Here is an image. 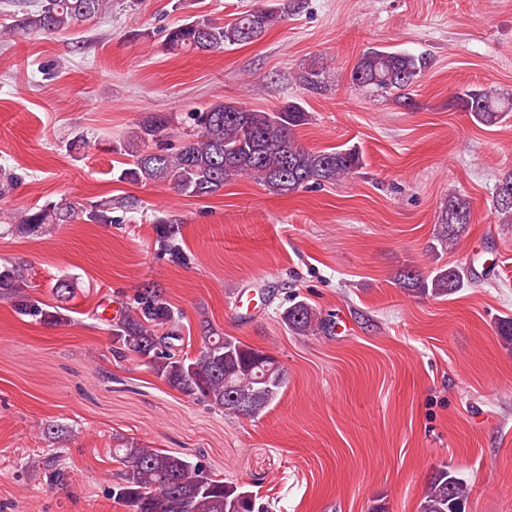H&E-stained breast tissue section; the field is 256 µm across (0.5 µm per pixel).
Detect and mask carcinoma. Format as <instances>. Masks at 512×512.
<instances>
[{
	"instance_id": "cac0c4a2",
	"label": "carcinoma",
	"mask_w": 512,
	"mask_h": 512,
	"mask_svg": "<svg viewBox=\"0 0 512 512\" xmlns=\"http://www.w3.org/2000/svg\"><path fill=\"white\" fill-rule=\"evenodd\" d=\"M303 0H267L261 7L240 12L228 23L207 15L192 16L173 27L167 37L172 51L205 53L226 46L256 41L289 11L299 12ZM112 0H39L36 9L1 29V36L37 30L55 34L108 13ZM430 66L429 56L408 51L370 47L351 70L354 87L379 95H392L411 105L410 91ZM327 66L321 60L302 65L295 83L311 94L327 91ZM461 107L482 125L498 123L512 110L507 100L490 87H475L458 97ZM312 115L293 99L271 111L247 109L216 101L190 112L182 127L178 146L153 151L150 143L171 132V118L151 112L127 132L119 151L131 158L118 180L135 184L164 182L189 197L216 194L224 184L246 176L276 193H292L309 186L332 184L363 168L360 151L346 149L307 150L296 139L299 127ZM493 205L504 223H512V171L497 180ZM112 199L88 207L61 197L15 216L14 228L29 234L47 231L52 224L81 219L91 224H111ZM471 221L469 201L448 195L439 207L431 250L446 251L461 238ZM157 241L179 262L186 261L179 246V224L174 219L157 220ZM464 271L443 266L423 276L414 271L399 274V285L417 296L443 297L453 293ZM24 269L17 263L0 262V299L15 311L49 326L67 322L66 308L51 305L25 290ZM121 308L105 319L112 337V355L124 359L136 355L157 377L182 395L213 410L235 416L243 414L239 400L252 396L262 413L286 385V371L271 355L209 324L203 346L195 355L184 352L179 314L164 300L162 289L145 284L133 294L118 298ZM282 323L289 331L307 335L327 334L331 322L317 315L302 300L282 308ZM122 469L116 474L112 496L130 512H269L268 503L251 491L214 477L200 460L173 451L148 448L129 439L112 449ZM467 485L458 472L444 464L435 470L419 505V512H465Z\"/></svg>"
}]
</instances>
